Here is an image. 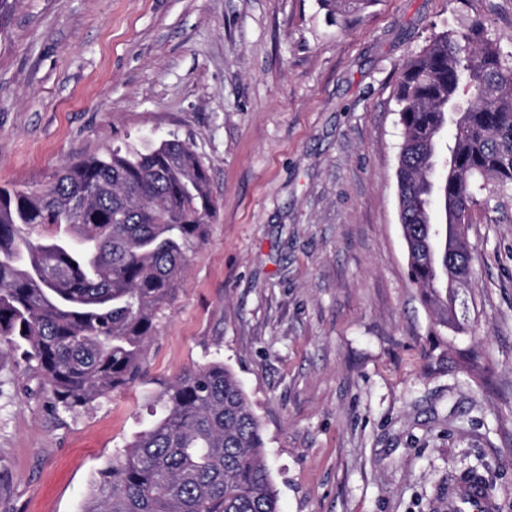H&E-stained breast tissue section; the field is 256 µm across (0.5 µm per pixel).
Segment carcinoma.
Here are the masks:
<instances>
[{
	"label": "carcinoma",
	"instance_id": "1",
	"mask_svg": "<svg viewBox=\"0 0 512 512\" xmlns=\"http://www.w3.org/2000/svg\"><path fill=\"white\" fill-rule=\"evenodd\" d=\"M372 0H321L348 23ZM399 219L411 281L463 330L453 302L472 276L470 209L512 186V52L474 23L435 33L397 89ZM215 203L177 138L63 166L48 187H0V362L77 412L130 388ZM150 419L100 472L83 512H279L261 425L215 360L148 395Z\"/></svg>",
	"mask_w": 512,
	"mask_h": 512
}]
</instances>
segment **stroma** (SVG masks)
Returning <instances> with one entry per match:
<instances>
[{
  "instance_id": "obj_1",
  "label": "stroma",
  "mask_w": 512,
  "mask_h": 512,
  "mask_svg": "<svg viewBox=\"0 0 512 512\" xmlns=\"http://www.w3.org/2000/svg\"><path fill=\"white\" fill-rule=\"evenodd\" d=\"M512 0H22L0 30V186L172 137L216 211L147 383L56 406L0 363V512H82L144 392L223 361L263 431L280 512H445L468 468L512 512V190L471 210L462 332L409 279L396 182L404 61ZM373 0H321L328 15L341 23H348Z\"/></svg>"
}]
</instances>
